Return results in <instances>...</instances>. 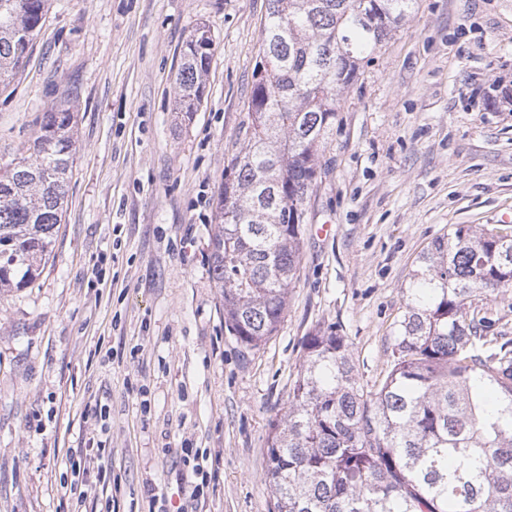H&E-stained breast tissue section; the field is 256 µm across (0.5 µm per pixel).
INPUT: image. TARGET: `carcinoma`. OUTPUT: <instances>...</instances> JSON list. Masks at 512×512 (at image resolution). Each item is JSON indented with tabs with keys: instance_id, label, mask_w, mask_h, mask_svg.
Here are the masks:
<instances>
[{
	"instance_id": "1",
	"label": "carcinoma",
	"mask_w": 512,
	"mask_h": 512,
	"mask_svg": "<svg viewBox=\"0 0 512 512\" xmlns=\"http://www.w3.org/2000/svg\"><path fill=\"white\" fill-rule=\"evenodd\" d=\"M414 0H267L250 122L224 168L209 239L224 323L244 346L275 334L298 276L306 204L342 93ZM49 0H0V80L27 58ZM213 38L191 33L178 110L201 104ZM71 113H46L30 156L0 173V288L36 279L65 213ZM512 286V234L456 225L417 260L391 360L364 389L345 337L303 341L287 409L271 419L273 512H512V338L487 296Z\"/></svg>"
}]
</instances>
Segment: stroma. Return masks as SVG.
Instances as JSON below:
<instances>
[{
  "label": "stroma",
  "instance_id": "1",
  "mask_svg": "<svg viewBox=\"0 0 512 512\" xmlns=\"http://www.w3.org/2000/svg\"><path fill=\"white\" fill-rule=\"evenodd\" d=\"M265 14L266 0H50L26 64L0 82V170L46 112L76 117L44 271L0 288V512H271L268 425L304 336L336 326L372 388L418 256L455 225L512 216V0H416L342 95L277 332L242 345L209 237ZM201 23L214 46L187 119L176 76Z\"/></svg>",
  "mask_w": 512,
  "mask_h": 512
}]
</instances>
